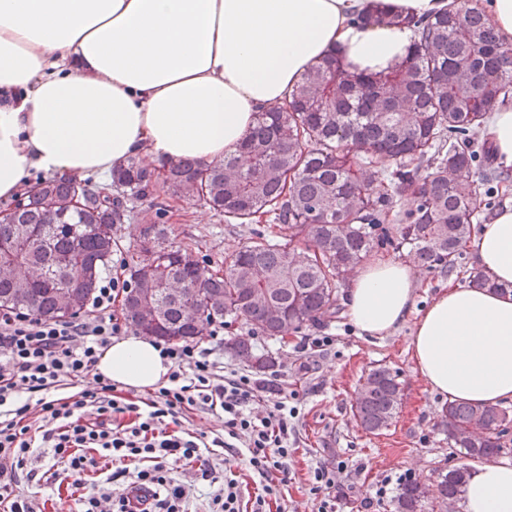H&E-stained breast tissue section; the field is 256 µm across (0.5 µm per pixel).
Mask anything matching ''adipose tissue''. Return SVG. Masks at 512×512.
<instances>
[{"label":"adipose tissue","instance_id":"obj_1","mask_svg":"<svg viewBox=\"0 0 512 512\" xmlns=\"http://www.w3.org/2000/svg\"><path fill=\"white\" fill-rule=\"evenodd\" d=\"M384 2L428 15L443 0H0V197L33 172L69 179L140 157L201 163L233 155L256 112L283 101L317 61L336 54L371 74L403 60L413 31L362 27L354 14ZM488 288L449 285L415 322L411 358L432 390L478 406L512 403V206L474 242ZM409 264L358 266L346 313L383 337L412 312ZM170 363L153 340L129 336L96 371L124 389L154 390ZM463 512H512V466L474 465Z\"/></svg>","mask_w":512,"mask_h":512}]
</instances>
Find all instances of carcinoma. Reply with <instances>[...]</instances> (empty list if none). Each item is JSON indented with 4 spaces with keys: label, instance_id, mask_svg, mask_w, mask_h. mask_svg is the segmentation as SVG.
Returning a JSON list of instances; mask_svg holds the SVG:
<instances>
[{
    "label": "carcinoma",
    "instance_id": "carcinoma-1",
    "mask_svg": "<svg viewBox=\"0 0 512 512\" xmlns=\"http://www.w3.org/2000/svg\"><path fill=\"white\" fill-rule=\"evenodd\" d=\"M356 22L406 24L415 33L410 56L375 75L352 73L335 56L323 59L288 99L256 114L237 156L157 165L133 157L105 182L40 178L25 203L0 208V262L14 274L0 279V310L47 319L80 314L112 263L114 225L147 198L156 220L122 261L123 310L140 336L202 335L183 317L182 300L161 291L171 276L187 281L188 295L206 304V325L242 322L282 339L336 318L349 273L383 249L407 252L426 271L451 274L462 266L474 222L512 182L492 142L469 135L512 98V54L475 4L429 17L371 11ZM172 197L201 202L228 224L252 225L247 241L221 266H189L187 249L169 242L170 229L159 223L163 200ZM63 284L75 295L71 311L57 303ZM142 288L157 289L162 304L161 324L152 328L134 312ZM256 291L266 292L281 314H268ZM226 345L257 372L272 364L248 342ZM362 386L351 412L362 429L378 434L397 413L398 374L379 366ZM506 412L448 403L440 420L448 448L478 460L512 454ZM477 420L485 434L473 440L468 430ZM466 480L458 466L429 488L407 478L394 512H436L458 499Z\"/></svg>",
    "mask_w": 512,
    "mask_h": 512
}]
</instances>
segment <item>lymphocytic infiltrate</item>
<instances>
[{"label":"lymphocytic infiltrate","instance_id":"obj_1","mask_svg":"<svg viewBox=\"0 0 512 512\" xmlns=\"http://www.w3.org/2000/svg\"><path fill=\"white\" fill-rule=\"evenodd\" d=\"M124 286L117 275L103 280L82 318L0 313V456L12 460L0 469V501L8 512H41L35 500L14 496L19 477L41 486L65 475L82 489L79 512H183L188 490L172 477L169 459L208 474L211 450L220 447L244 449L257 489L243 497L238 480L225 478L211 493L209 512H271L292 481L288 458L299 410L278 376L261 384L242 370H225L219 329L211 330L207 347L161 340L160 354L171 363L168 381L148 397L118 394L100 376L94 387H82L113 338L127 332L112 311ZM197 408L223 413V437L181 433L184 416ZM36 414L41 424H33ZM38 447L64 462L63 473L28 468ZM100 456L116 461L115 470L84 486L82 474ZM309 482L317 512H338L347 503L331 465L317 463Z\"/></svg>","mask_w":512,"mask_h":512}]
</instances>
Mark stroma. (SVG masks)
Wrapping results in <instances>:
<instances>
[{"label":"stroma","mask_w":512,"mask_h":512,"mask_svg":"<svg viewBox=\"0 0 512 512\" xmlns=\"http://www.w3.org/2000/svg\"><path fill=\"white\" fill-rule=\"evenodd\" d=\"M163 221L173 242L198 249L214 262L238 251L249 235L248 226L225 223L199 204L168 206ZM412 328L408 321L389 336L366 338L342 313L320 330L333 337V344L304 354L297 348L298 338L271 339L239 324L233 327L231 337L246 339L269 354L273 371L298 395L300 414L294 425L299 448L290 463L294 479L280 512H317L308 478L319 462L334 467L352 507L371 500L369 512H392L391 497L376 495L385 479L411 477L428 483L436 472L461 465L439 427L447 399L433 392L413 367L408 349ZM378 366L398 372L402 396L393 424L373 435L357 425L351 404L362 379Z\"/></svg>","instance_id":"obj_1"}]
</instances>
